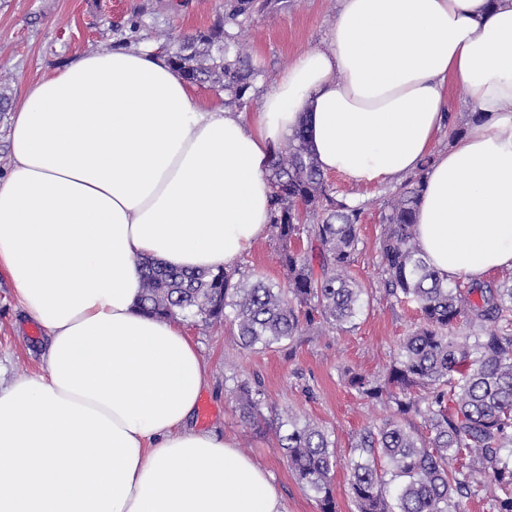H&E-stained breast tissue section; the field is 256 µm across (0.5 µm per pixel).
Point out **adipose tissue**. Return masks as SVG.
Listing matches in <instances>:
<instances>
[{
  "label": "adipose tissue",
  "mask_w": 512,
  "mask_h": 512,
  "mask_svg": "<svg viewBox=\"0 0 512 512\" xmlns=\"http://www.w3.org/2000/svg\"><path fill=\"white\" fill-rule=\"evenodd\" d=\"M253 112L201 102L152 47L27 84L0 176V268L48 334L0 387V512H287L269 471L190 420L197 343L136 306L150 257L234 265L267 231L297 127L321 171L394 183L433 156L414 235L444 279L512 270V0H339ZM459 91L477 119L435 143Z\"/></svg>",
  "instance_id": "1"
}]
</instances>
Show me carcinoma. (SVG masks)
I'll use <instances>...</instances> for the list:
<instances>
[{
  "instance_id": "1",
  "label": "carcinoma",
  "mask_w": 512,
  "mask_h": 512,
  "mask_svg": "<svg viewBox=\"0 0 512 512\" xmlns=\"http://www.w3.org/2000/svg\"><path fill=\"white\" fill-rule=\"evenodd\" d=\"M256 0H231L224 21L181 43L169 61L185 80L213 82L240 101L253 67L229 32L251 17ZM433 157L389 194L381 210V281L399 304L417 307L420 323L400 344L382 381L346 372L350 388L392 409L354 442L348 484L359 512H462L461 501L489 489V512H512V284L463 288L430 267L413 233L423 178ZM269 228L287 283L273 285L239 267L217 273L144 259L140 309L161 318L230 320L248 350L291 342L306 330L347 329L364 304L348 275L358 253L361 207L335 195L299 127L273 154ZM466 331H460V326ZM233 394L242 421L269 424L261 386L246 379ZM421 417L427 433L408 421ZM279 448L320 512H336L332 493L336 442L296 415ZM462 460L460 466L450 462Z\"/></svg>"
}]
</instances>
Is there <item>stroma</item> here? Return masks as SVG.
<instances>
[{
    "instance_id": "stroma-1",
    "label": "stroma",
    "mask_w": 512,
    "mask_h": 512,
    "mask_svg": "<svg viewBox=\"0 0 512 512\" xmlns=\"http://www.w3.org/2000/svg\"><path fill=\"white\" fill-rule=\"evenodd\" d=\"M224 4L225 0H0V85L17 101L28 81L52 75L98 47L156 44L171 51L178 41L212 27L223 16ZM336 5V0H271L240 29L238 38L255 68L245 108L255 107L298 53L327 49ZM328 180L337 196L365 207L350 274L367 295L353 327L313 330L292 343L254 351L240 347L231 322L184 323L199 347L209 382L200 400L209 405L210 414L195 416V426L234 436L241 452L273 475L288 512H319V505L290 471L278 446V431L259 433L241 420L232 394L236 381H261L268 410L297 415L334 434L336 510L357 512L347 484L351 446L363 428L381 423L386 411L347 386L344 373L350 369L385 378L401 340L418 321L413 308L397 304L380 288V212L388 186H357L337 173ZM241 262L270 283L286 282L271 237H263ZM47 347L46 332L36 328L7 274L0 271V383L40 370Z\"/></svg>"
}]
</instances>
